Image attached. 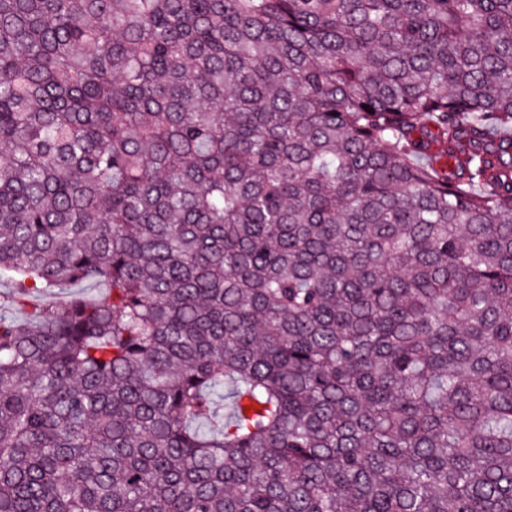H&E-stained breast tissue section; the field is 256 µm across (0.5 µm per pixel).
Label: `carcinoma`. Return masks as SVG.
<instances>
[{
  "instance_id": "carcinoma-1",
  "label": "carcinoma",
  "mask_w": 512,
  "mask_h": 512,
  "mask_svg": "<svg viewBox=\"0 0 512 512\" xmlns=\"http://www.w3.org/2000/svg\"><path fill=\"white\" fill-rule=\"evenodd\" d=\"M508 130L512 0H0V512H512ZM106 292L107 288L103 284H84L56 290L38 299L45 304L61 302L73 295H81L89 300H97L102 298Z\"/></svg>"
}]
</instances>
